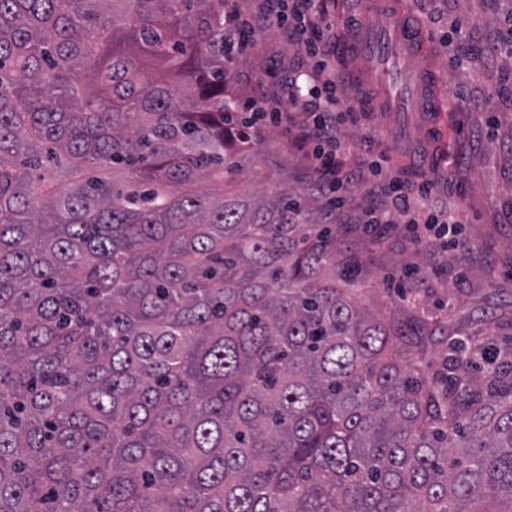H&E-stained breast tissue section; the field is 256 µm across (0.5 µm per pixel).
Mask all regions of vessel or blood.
<instances>
[{
	"mask_svg": "<svg viewBox=\"0 0 512 512\" xmlns=\"http://www.w3.org/2000/svg\"><path fill=\"white\" fill-rule=\"evenodd\" d=\"M336 60L359 92L358 108L383 113L401 133L402 168L425 167L445 135L442 95L427 38L399 0H361L336 42Z\"/></svg>",
	"mask_w": 512,
	"mask_h": 512,
	"instance_id": "obj_1",
	"label": "vessel or blood"
}]
</instances>
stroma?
<instances>
[{"label": "stroma", "mask_w": 512, "mask_h": 512, "mask_svg": "<svg viewBox=\"0 0 512 512\" xmlns=\"http://www.w3.org/2000/svg\"><path fill=\"white\" fill-rule=\"evenodd\" d=\"M259 29L255 46L231 63L224 96L236 112L248 104L277 103L295 125L307 124L292 107L288 88L310 65L298 47L265 17L264 0H231ZM411 16L434 35L433 51L447 108L443 163L428 174L433 182L426 208L459 223L456 247L441 250L430 238H415L406 224L368 225L373 207L390 208V178L402 175L392 162L394 133L378 112L343 116L337 127L340 167L354 166L358 185L343 190L336 223L350 227L348 241L366 273L363 302L388 305L400 276L419 265L415 287L429 308L455 309L470 323L481 312L497 315L498 336L512 335V58L495 52L512 0H405ZM256 147L237 179L252 194L278 179L299 190L317 184L307 146L294 143L283 125L253 129Z\"/></svg>", "instance_id": "1"}]
</instances>
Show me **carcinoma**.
Instances as JSON below:
<instances>
[{"label":"carcinoma","instance_id":"obj_1","mask_svg":"<svg viewBox=\"0 0 512 512\" xmlns=\"http://www.w3.org/2000/svg\"><path fill=\"white\" fill-rule=\"evenodd\" d=\"M228 83L224 0H0V512H512V339L228 192Z\"/></svg>","mask_w":512,"mask_h":512}]
</instances>
